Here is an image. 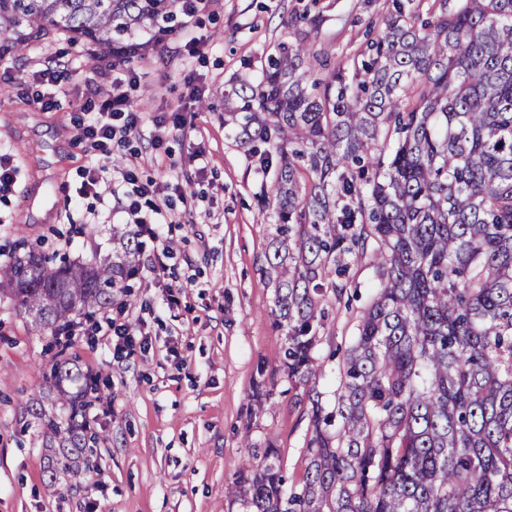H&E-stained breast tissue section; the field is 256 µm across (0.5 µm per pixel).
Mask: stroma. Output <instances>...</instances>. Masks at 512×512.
Here are the masks:
<instances>
[{"label":"stroma","instance_id":"35a3bbf8","mask_svg":"<svg viewBox=\"0 0 512 512\" xmlns=\"http://www.w3.org/2000/svg\"><path fill=\"white\" fill-rule=\"evenodd\" d=\"M392 0H209L189 34H177L133 67L125 89L142 114L125 143L113 147L110 179L130 164L142 178L183 184L172 198L169 265L184 288L167 306L145 270L152 251L143 244L126 291L132 322H143L144 348L115 352L107 336L75 334L70 352L83 371L98 376L112 410L91 417L98 435L93 464L103 484L89 478L50 482L41 436L25 413L42 385V369L56 352L51 332L32 331L30 318L0 300V512H228L224 489L252 456L274 443L291 486L306 476L311 427L303 387L280 368L285 333L273 314L274 288L265 255L274 224L258 199L266 176L224 122V99L240 81L255 80L267 56L294 37L288 22L314 18L316 46L331 62L360 55L369 24H381ZM51 67L73 74L67 94L51 110L33 102L22 78ZM104 85L88 48L65 36L40 37L22 55L0 56V151L12 154L17 174L0 195V266L24 243L85 262L112 249L113 232L126 229L121 193L104 201H74L79 173L93 149L74 139L87 80ZM202 92L199 100L191 88ZM182 116L161 148L151 141L158 116ZM203 158H195L196 149ZM377 283L369 262L351 265L347 287L329 303L315 356L317 389L326 409L336 404L339 367L357 335L360 315ZM273 395L263 408L252 398L259 377Z\"/></svg>","mask_w":512,"mask_h":512}]
</instances>
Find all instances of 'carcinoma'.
Returning a JSON list of instances; mask_svg holds the SVG:
<instances>
[{
	"instance_id": "obj_1",
	"label": "carcinoma",
	"mask_w": 512,
	"mask_h": 512,
	"mask_svg": "<svg viewBox=\"0 0 512 512\" xmlns=\"http://www.w3.org/2000/svg\"><path fill=\"white\" fill-rule=\"evenodd\" d=\"M353 77L306 43L282 41L228 114L274 153L267 275L286 327L282 370L305 388L311 435L302 487H285L273 444L225 498L239 512H512V0H405ZM191 0H0L1 52L57 30L130 62ZM326 70L322 77L318 70ZM73 265L36 246L0 268V295L61 331L112 305L139 241ZM367 258L378 291L325 411L314 349L332 279ZM104 398L67 349L27 403L50 481L90 470L91 402Z\"/></svg>"
}]
</instances>
